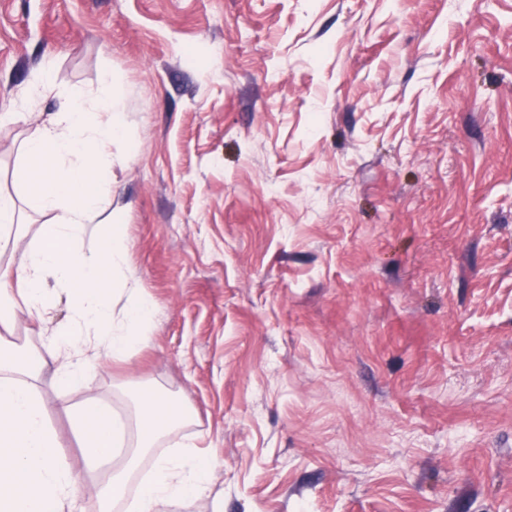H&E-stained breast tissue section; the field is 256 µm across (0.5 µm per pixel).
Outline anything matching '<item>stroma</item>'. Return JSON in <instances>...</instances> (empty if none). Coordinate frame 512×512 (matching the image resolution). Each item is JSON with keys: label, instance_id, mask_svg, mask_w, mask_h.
<instances>
[{"label": "stroma", "instance_id": "1", "mask_svg": "<svg viewBox=\"0 0 512 512\" xmlns=\"http://www.w3.org/2000/svg\"><path fill=\"white\" fill-rule=\"evenodd\" d=\"M105 71L83 247L119 213L154 317L69 397L187 412L139 472L189 442L210 492L167 512H512V0H0V266L55 221L24 138ZM17 213L12 200L0 199V255L12 251L14 243L12 241L11 228L16 223Z\"/></svg>", "mask_w": 512, "mask_h": 512}]
</instances>
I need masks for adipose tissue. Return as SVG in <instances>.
I'll list each match as a JSON object with an SVG mask.
<instances>
[{
  "label": "adipose tissue",
  "instance_id": "1",
  "mask_svg": "<svg viewBox=\"0 0 512 512\" xmlns=\"http://www.w3.org/2000/svg\"><path fill=\"white\" fill-rule=\"evenodd\" d=\"M121 112L105 75L94 95L67 103L23 144L32 202L56 212L57 220L42 226L39 245L17 266L0 267V297L11 301L0 310V326L8 327L14 308L21 307L39 324L42 339L41 349L24 352L0 336V512H73L86 474L106 464L112 477L91 503L92 512H107L111 499L122 500V512H164L208 491L211 463L188 449L174 461L157 459L149 480L134 495L124 494L141 459L184 421L161 392L141 394L130 422L98 399L77 408L64 396L67 388L88 383L79 361L84 350H94L102 360H122L149 336L150 301L128 288L118 314L103 287L104 274L129 272L120 225H113L98 249L82 246L87 220L112 195V144L124 135ZM64 297L71 318L51 324L50 315ZM51 359L60 363L61 394L53 399L40 390L42 368ZM58 411L75 422L84 447L83 471L64 458L51 423Z\"/></svg>",
  "mask_w": 512,
  "mask_h": 512
}]
</instances>
